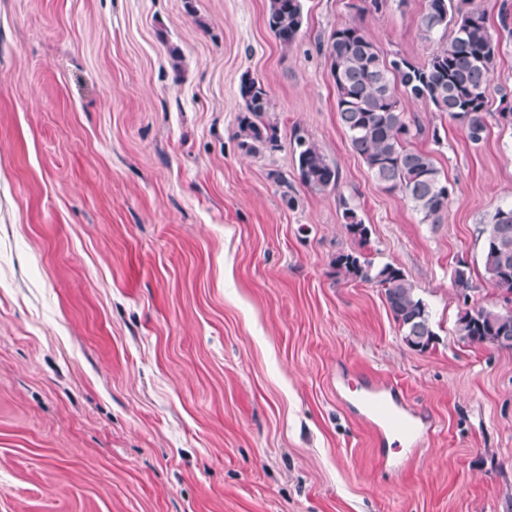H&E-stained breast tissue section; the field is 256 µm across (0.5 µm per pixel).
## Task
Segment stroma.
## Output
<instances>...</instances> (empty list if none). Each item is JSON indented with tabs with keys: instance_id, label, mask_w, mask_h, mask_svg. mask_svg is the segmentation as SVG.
Instances as JSON below:
<instances>
[{
	"instance_id": "stroma-1",
	"label": "stroma",
	"mask_w": 512,
	"mask_h": 512,
	"mask_svg": "<svg viewBox=\"0 0 512 512\" xmlns=\"http://www.w3.org/2000/svg\"><path fill=\"white\" fill-rule=\"evenodd\" d=\"M355 2L302 0L286 46L268 0H0V512H512V350L456 335L451 278L467 261L472 305L503 308L479 229L512 208V40L480 144L404 102L454 187L425 224L351 149L318 43L357 25L422 64L448 34L423 38L427 0ZM246 73L280 141L257 156L234 138ZM297 131L335 186L300 182ZM342 253L404 271L428 351ZM375 387L419 443L363 418Z\"/></svg>"
}]
</instances>
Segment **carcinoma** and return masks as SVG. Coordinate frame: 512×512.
<instances>
[{
  "mask_svg": "<svg viewBox=\"0 0 512 512\" xmlns=\"http://www.w3.org/2000/svg\"><path fill=\"white\" fill-rule=\"evenodd\" d=\"M302 23L301 0H269L267 26L280 43L292 44ZM448 28L452 29L448 40L423 65L405 57L387 59L356 25L336 28L319 43L330 62L336 112L351 149L378 184L400 193L422 220L432 224L448 209L453 186L429 153L408 146L422 128L408 121L397 87L408 98L448 113L464 126L469 141L479 144L487 133L486 89L500 48L499 35L488 25L485 12L466 11L456 0H427L421 19L424 38L430 40L435 32ZM238 96L243 103L234 134L238 148L252 156L277 150L276 127L265 120L270 99L260 81L242 75ZM294 152L303 184L315 190L336 184V167L316 143L297 134ZM344 219L350 234L363 243L368 240L369 229L354 210L345 209ZM479 233L484 236L488 280L503 301L512 304V208L497 210L492 223ZM335 264L345 276L380 288L409 347L419 351L430 347L436 337L430 312L400 268L390 263L375 266L353 253L336 256ZM452 281L463 302H468L476 287L467 263L457 262ZM456 333L471 344L512 349V310L467 308L458 315Z\"/></svg>",
  "mask_w": 512,
  "mask_h": 512,
  "instance_id": "1",
  "label": "carcinoma"
}]
</instances>
